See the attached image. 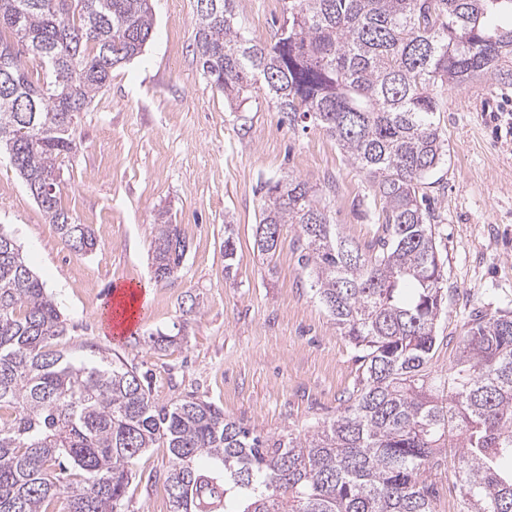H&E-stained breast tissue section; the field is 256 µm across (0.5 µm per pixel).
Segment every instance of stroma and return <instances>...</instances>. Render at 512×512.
Returning a JSON list of instances; mask_svg holds the SVG:
<instances>
[{
    "mask_svg": "<svg viewBox=\"0 0 512 512\" xmlns=\"http://www.w3.org/2000/svg\"><path fill=\"white\" fill-rule=\"evenodd\" d=\"M195 0H151L152 38L116 68L110 84L81 113L77 149L62 160L61 200L97 246L66 249L0 153V228L17 239L66 319L60 350L95 363L118 355L150 379L155 402L194 395L255 430L304 435L335 413L361 374L311 288L284 225L271 257L254 247L261 186L291 176L318 192L340 232L368 245L382 232V204L368 178L321 128L290 127L262 85L240 108L203 76L195 55ZM236 20L254 40L272 44L286 15L282 0H236ZM436 117L448 151L424 193L447 273L444 337L432 361L447 373L472 311L512 310V94L483 85L437 91ZM187 244L180 270L156 281L151 252L159 212ZM237 256L224 267V229ZM143 294L146 315L135 334L113 342L108 298L115 288ZM168 341L157 344L158 335ZM167 449L141 455L126 512H170Z\"/></svg>",
    "mask_w": 512,
    "mask_h": 512,
    "instance_id": "stroma-1",
    "label": "stroma"
}]
</instances>
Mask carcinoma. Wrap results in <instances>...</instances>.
Wrapping results in <instances>:
<instances>
[{
  "label": "carcinoma",
  "instance_id": "1",
  "mask_svg": "<svg viewBox=\"0 0 512 512\" xmlns=\"http://www.w3.org/2000/svg\"><path fill=\"white\" fill-rule=\"evenodd\" d=\"M210 2L194 15L202 74L240 102L262 82L288 124L336 140L382 203V235L363 249L308 182L261 188L257 249L274 255L294 226L311 287L357 351L358 387L303 437L264 436L192 395L158 405L123 360L55 349L65 319L0 229V512H124L149 448L169 450L171 512H434L432 472L450 459L460 512H512V311L472 312L454 365L432 373L448 293L419 201L446 154L436 89L512 87V0H283L269 46L237 25L235 0ZM5 30L0 144L37 190L76 149L80 112L151 39L150 0H0ZM54 187L40 202L49 223L71 251L93 250ZM184 257L178 225H158L154 270L171 277Z\"/></svg>",
  "mask_w": 512,
  "mask_h": 512
}]
</instances>
